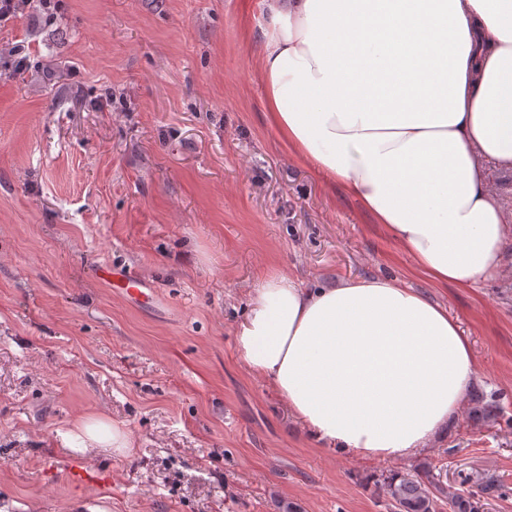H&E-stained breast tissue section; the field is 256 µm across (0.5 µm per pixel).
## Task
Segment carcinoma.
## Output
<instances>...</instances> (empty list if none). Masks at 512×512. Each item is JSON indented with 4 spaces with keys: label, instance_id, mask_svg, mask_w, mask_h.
Listing matches in <instances>:
<instances>
[{
    "label": "carcinoma",
    "instance_id": "obj_1",
    "mask_svg": "<svg viewBox=\"0 0 512 512\" xmlns=\"http://www.w3.org/2000/svg\"><path fill=\"white\" fill-rule=\"evenodd\" d=\"M395 512H438L440 501H448L450 512H479L480 500L474 493L464 494L436 480L428 467L414 474L393 472L380 481Z\"/></svg>",
    "mask_w": 512,
    "mask_h": 512
}]
</instances>
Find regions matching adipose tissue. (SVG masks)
<instances>
[{
  "label": "adipose tissue",
  "mask_w": 512,
  "mask_h": 512,
  "mask_svg": "<svg viewBox=\"0 0 512 512\" xmlns=\"http://www.w3.org/2000/svg\"><path fill=\"white\" fill-rule=\"evenodd\" d=\"M264 119L289 155L356 200L416 268L474 288L512 218L490 185L512 167V0H262ZM247 370L330 452L427 451L477 372L447 309L390 277L321 288L265 274L233 331ZM80 452L129 448L79 419Z\"/></svg>",
  "instance_id": "ef3b65f1"
}]
</instances>
